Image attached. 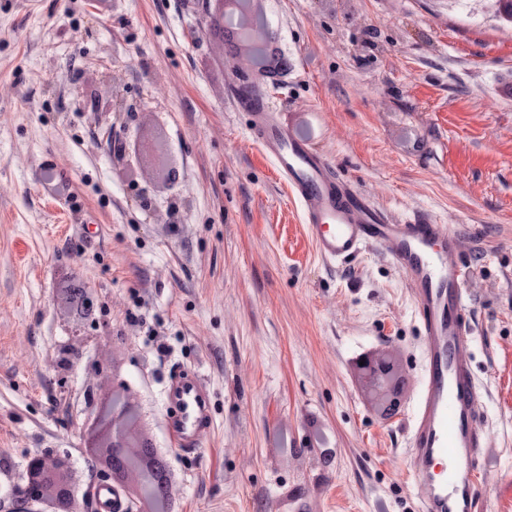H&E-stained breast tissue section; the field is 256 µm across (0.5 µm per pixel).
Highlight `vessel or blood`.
Masks as SVG:
<instances>
[{
	"label": "vessel or blood",
	"mask_w": 512,
	"mask_h": 512,
	"mask_svg": "<svg viewBox=\"0 0 512 512\" xmlns=\"http://www.w3.org/2000/svg\"><path fill=\"white\" fill-rule=\"evenodd\" d=\"M250 136L272 162L299 205L317 253L346 261L373 247L403 274L420 316L422 387L412 416L409 470L423 489L421 512H478L483 439L476 404L479 386L465 354L473 331L464 288L460 236L426 215L399 222L341 178L309 139L259 112L248 96ZM166 426L179 451L198 452L212 424L209 393L196 371L179 369L166 389ZM96 512H124L120 492L99 482Z\"/></svg>",
	"instance_id": "b4317fda"
}]
</instances>
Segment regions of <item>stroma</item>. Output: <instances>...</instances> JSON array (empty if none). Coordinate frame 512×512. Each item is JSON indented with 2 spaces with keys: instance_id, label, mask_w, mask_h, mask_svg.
Wrapping results in <instances>:
<instances>
[{
  "instance_id": "35a3bbf8",
  "label": "stroma",
  "mask_w": 512,
  "mask_h": 512,
  "mask_svg": "<svg viewBox=\"0 0 512 512\" xmlns=\"http://www.w3.org/2000/svg\"><path fill=\"white\" fill-rule=\"evenodd\" d=\"M206 10L0 0V512L33 456L68 459L74 512H93L106 473L84 431L110 395L168 463L174 512H421L417 307L383 251L316 253L248 133L233 74L247 53L200 27ZM263 11L289 59L282 85L253 79L269 110L392 218L424 212L461 235L480 512H512V24L492 0ZM154 139L175 183L134 157ZM379 354L404 381L390 420L357 368ZM182 367L210 392L197 454L165 423Z\"/></svg>"
}]
</instances>
